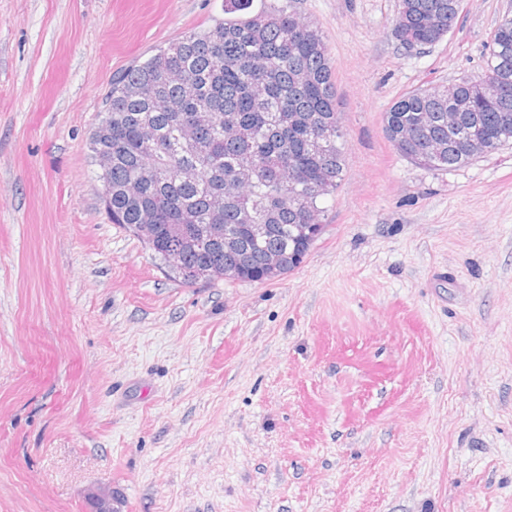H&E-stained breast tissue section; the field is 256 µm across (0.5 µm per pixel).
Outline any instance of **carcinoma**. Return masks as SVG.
Returning <instances> with one entry per match:
<instances>
[{
    "label": "carcinoma",
    "mask_w": 512,
    "mask_h": 512,
    "mask_svg": "<svg viewBox=\"0 0 512 512\" xmlns=\"http://www.w3.org/2000/svg\"><path fill=\"white\" fill-rule=\"evenodd\" d=\"M224 0V18L157 49L112 79L99 123L112 138H90L93 154L112 153L100 174L112 193L105 203L112 223L133 231L146 209L157 230L147 243L156 255L176 240L181 225L222 224L241 251L224 239L197 236L185 269L231 271L228 281L256 280L267 253L278 251L277 276L295 270L322 232L319 201L336 191L346 160L336 112L333 66L323 34L288 5ZM452 0H399L395 34L407 47L432 46L448 34ZM500 81L497 97L480 95L468 79L477 122L448 129V92L427 85L397 99L384 113L388 141L427 168L451 170L470 163L468 140L478 137L492 153L512 144V19L495 27L487 68L476 80ZM212 120L196 128L193 144L179 146V126L196 113ZM415 131L436 152L423 158L397 138ZM224 194V212L210 209ZM267 224L261 236L252 225Z\"/></svg>",
    "instance_id": "carcinoma-1"
}]
</instances>
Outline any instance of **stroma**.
<instances>
[{
    "label": "stroma",
    "mask_w": 512,
    "mask_h": 512,
    "mask_svg": "<svg viewBox=\"0 0 512 512\" xmlns=\"http://www.w3.org/2000/svg\"><path fill=\"white\" fill-rule=\"evenodd\" d=\"M334 66L345 176L302 264L183 284L112 223V78L224 0H0V512H512V145L402 157L403 94L481 74L512 0L439 42L398 0H293Z\"/></svg>",
    "instance_id": "1"
}]
</instances>
